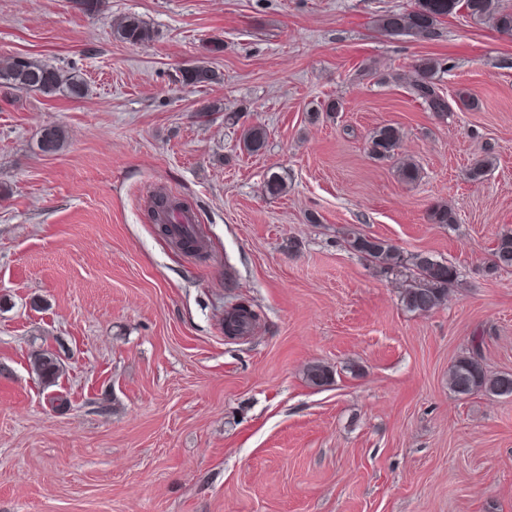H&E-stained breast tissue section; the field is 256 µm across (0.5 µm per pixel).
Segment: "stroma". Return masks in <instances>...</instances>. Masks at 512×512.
I'll return each instance as SVG.
<instances>
[{
	"instance_id": "35a3bbf8",
	"label": "stroma",
	"mask_w": 512,
	"mask_h": 512,
	"mask_svg": "<svg viewBox=\"0 0 512 512\" xmlns=\"http://www.w3.org/2000/svg\"><path fill=\"white\" fill-rule=\"evenodd\" d=\"M411 4L0 0V63L89 84L78 100L0 85V512H512V397L448 387L475 338L512 374V268L491 267L512 230V35L461 11L425 40L380 28ZM127 15L155 40H114ZM427 57L476 108L438 117L410 94ZM196 66L212 82L181 84ZM384 125L401 142L378 160ZM163 191L196 213L200 252L150 220ZM441 203L455 223L432 222ZM351 230L455 266L447 302L408 311L420 275L355 253ZM240 305L257 318L225 335ZM41 350L61 357L55 387ZM314 363L331 384H309ZM240 141L245 151L257 154L266 147L267 131L262 125L251 126L243 132ZM400 140V132L392 126L376 130L370 139L369 153L377 159L391 158ZM33 369L45 386H54L62 372L61 359L54 352L42 351L34 356Z\"/></svg>"
}]
</instances>
